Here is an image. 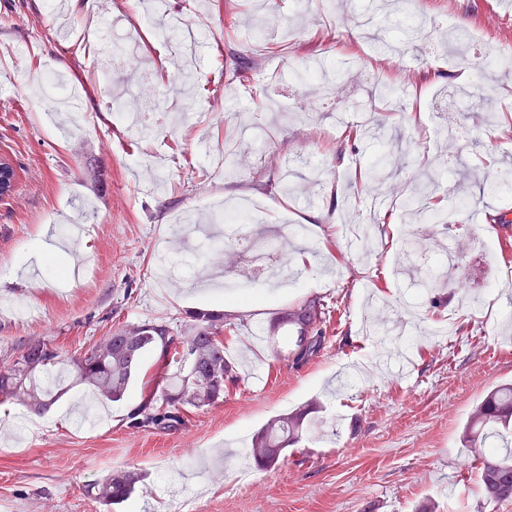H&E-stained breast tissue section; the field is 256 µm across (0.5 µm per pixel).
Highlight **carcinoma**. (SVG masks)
Masks as SVG:
<instances>
[{"mask_svg": "<svg viewBox=\"0 0 512 512\" xmlns=\"http://www.w3.org/2000/svg\"><path fill=\"white\" fill-rule=\"evenodd\" d=\"M416 193L428 198L423 217L443 221L440 198L429 186L418 184ZM189 323L179 329L162 318H150L110 330L88 344L70 361L75 382L93 389L103 400L120 402L141 373L146 357L153 355L162 368L160 386L143 395L129 416L135 429L173 431L186 426L190 415L210 407L236 386L237 368L224 357V336L235 323L225 313L191 311ZM330 310L319 296L294 302L275 314L267 330L268 347L284 354L295 367L313 360L328 341ZM64 358L59 349L41 337H31L20 356L0 366V404L18 402L35 413L48 411L67 392H52L36 384ZM314 407L270 418L253 436L249 455L260 469L275 467L288 448L298 444L309 429ZM512 434V383L490 390L470 411L461 432V446L480 462L478 478L484 501L494 506L512 502V449L495 448ZM142 473L120 469L84 487L94 503L113 509L134 495Z\"/></svg>", "mask_w": 512, "mask_h": 512, "instance_id": "cac0c4a2", "label": "carcinoma"}]
</instances>
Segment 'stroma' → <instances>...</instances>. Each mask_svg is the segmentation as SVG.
Returning a JSON list of instances; mask_svg holds the SVG:
<instances>
[{
	"mask_svg": "<svg viewBox=\"0 0 512 512\" xmlns=\"http://www.w3.org/2000/svg\"><path fill=\"white\" fill-rule=\"evenodd\" d=\"M498 0H0V155L18 171L0 198V361L41 336L79 356L107 331L148 318L185 322L194 310L226 311L247 326L232 356L269 369L246 378L222 401L192 414L178 431L129 428L142 397L103 408L76 426L74 404L92 399L70 388L36 415L0 404V512H99L85 484L115 468L146 474L130 504L136 512H512L485 504L475 469L464 466L462 426L492 387L512 381V282L497 243L512 235V191L481 196L484 182L512 172L502 157L512 124V72L461 71L439 36L461 33L471 61L512 58V15L484 17ZM371 18L372 34L407 43L405 111L386 114L382 131L360 133L385 114L375 91L391 77L351 17ZM205 26L203 61L178 75V38L126 58L107 46L111 31L141 29L153 40L159 17ZM324 66L337 92L308 78ZM66 74L90 125L60 130L42 100L41 74ZM494 85V120L459 112L461 137L436 123L450 87ZM159 101L137 121L111 111L115 93ZM404 135L414 148L399 168L360 181L358 169L382 142ZM436 181L453 233L420 223L402 201ZM293 190L285 195L283 183ZM379 224L376 247L357 259L341 236L346 215ZM86 224L28 276L42 237ZM285 245L292 276L262 282L261 302L225 305L196 286L204 264L236 232ZM337 298L339 315L319 357L295 368L255 334L290 302ZM317 400L316 426L272 469L254 467L239 433ZM249 473L241 483L240 473Z\"/></svg>",
	"mask_w": 512,
	"mask_h": 512,
	"instance_id": "35a3bbf8",
	"label": "stroma"
}]
</instances>
